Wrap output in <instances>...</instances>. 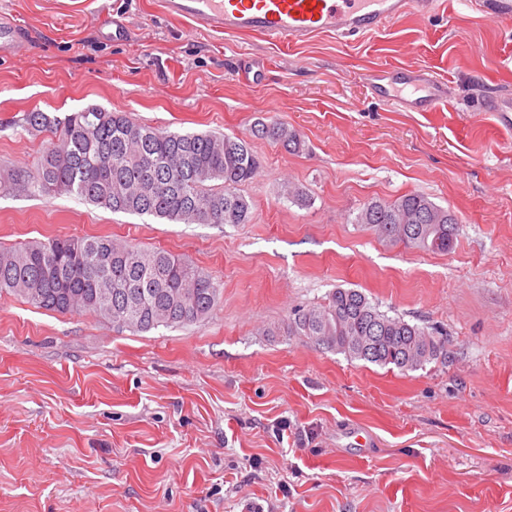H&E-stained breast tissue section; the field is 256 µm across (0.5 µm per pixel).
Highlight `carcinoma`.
<instances>
[{
  "label": "carcinoma",
  "instance_id": "cac0c4a2",
  "mask_svg": "<svg viewBox=\"0 0 512 512\" xmlns=\"http://www.w3.org/2000/svg\"><path fill=\"white\" fill-rule=\"evenodd\" d=\"M17 124L49 141L34 168L0 169V187L18 197L75 195L111 212L176 224H250L252 200L239 187L260 161L251 142L227 134L164 131L124 112L90 104L64 117L31 110ZM254 139L304 149L301 133L272 120L250 129ZM354 223L391 244L445 253L458 219L422 193L371 200ZM0 293L32 307L92 313L119 328L148 332L205 321L222 293L198 266L162 248L117 243L106 234L51 237L0 246ZM295 335L349 359L407 372L447 357L446 334L379 310L355 288H337L328 302L291 312Z\"/></svg>",
  "mask_w": 512,
  "mask_h": 512
}]
</instances>
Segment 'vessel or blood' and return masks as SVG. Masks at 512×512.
<instances>
[{
    "label": "vessel or blood",
    "instance_id": "vessel-or-blood-1",
    "mask_svg": "<svg viewBox=\"0 0 512 512\" xmlns=\"http://www.w3.org/2000/svg\"><path fill=\"white\" fill-rule=\"evenodd\" d=\"M441 0H161L163 12L195 30L256 33L273 44L297 46L321 34L361 36L385 29L406 14L436 13ZM374 94L413 112H432L448 86L426 68L397 67L377 75Z\"/></svg>",
    "mask_w": 512,
    "mask_h": 512
}]
</instances>
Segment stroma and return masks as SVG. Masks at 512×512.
<instances>
[{
    "label": "stroma",
    "instance_id": "1",
    "mask_svg": "<svg viewBox=\"0 0 512 512\" xmlns=\"http://www.w3.org/2000/svg\"><path fill=\"white\" fill-rule=\"evenodd\" d=\"M0 20L26 31L0 46V165L40 155L25 112L90 104L180 132L245 136L274 118L306 141H254L249 224L0 189V245L107 234L223 288L204 322L141 333L0 294V512H512V131L483 110L512 94V22L491 0L289 48L195 31L159 0H0ZM419 66L448 85L437 111L373 96V75ZM410 192L456 215L448 252L356 223ZM339 287L446 331L447 360L403 372L291 334L292 310Z\"/></svg>",
    "mask_w": 512,
    "mask_h": 512
}]
</instances>
